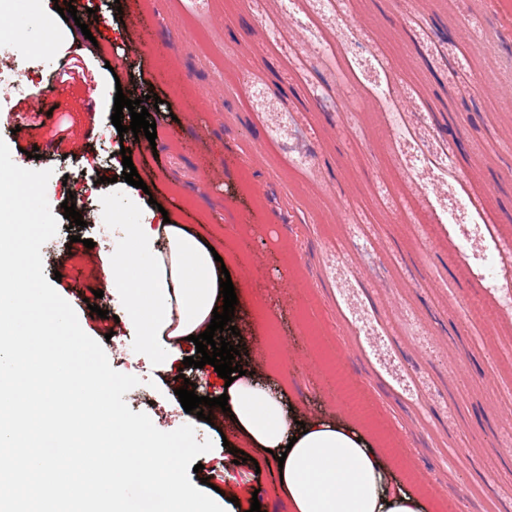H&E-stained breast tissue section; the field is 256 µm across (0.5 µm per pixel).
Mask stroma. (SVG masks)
Segmentation results:
<instances>
[{
	"label": "stroma",
	"mask_w": 512,
	"mask_h": 512,
	"mask_svg": "<svg viewBox=\"0 0 512 512\" xmlns=\"http://www.w3.org/2000/svg\"><path fill=\"white\" fill-rule=\"evenodd\" d=\"M21 23L11 50L24 91L0 82V138L20 167L52 170L58 233L44 275L102 342L113 369L139 378L132 411L161 431L193 424L212 450L193 485L225 512H288L263 451L229 414L186 413L184 381L217 397L213 366L150 353L109 293L128 241L113 216L157 209L216 244L237 288V361L299 413L357 425L395 482L430 512H512V0H80L91 33L49 0H7ZM147 42L143 66L122 49ZM160 97L164 152L136 154L122 180L109 103ZM40 96L39 118L18 126ZM114 186H106V179ZM208 184L206 194L196 182ZM75 197L84 226L62 203ZM340 221H333V214ZM93 240L87 248L85 240ZM493 254L502 274L485 277ZM108 318L87 305L95 290ZM369 399L342 406L338 374ZM246 460L235 463L234 451Z\"/></svg>",
	"instance_id": "1"
}]
</instances>
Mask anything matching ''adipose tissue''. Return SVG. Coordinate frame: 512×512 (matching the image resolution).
<instances>
[{"instance_id": "1", "label": "adipose tissue", "mask_w": 512, "mask_h": 512, "mask_svg": "<svg viewBox=\"0 0 512 512\" xmlns=\"http://www.w3.org/2000/svg\"><path fill=\"white\" fill-rule=\"evenodd\" d=\"M128 236L129 252L113 260L109 286L126 302L132 325L145 326L147 346L175 356L222 307L221 266L208 245L173 222L133 218ZM135 265L147 269L136 281L128 275ZM226 393L249 446L282 464L291 512H424L419 498L394 483L389 458L350 423L308 417L296 424L280 396L243 377Z\"/></svg>"}]
</instances>
